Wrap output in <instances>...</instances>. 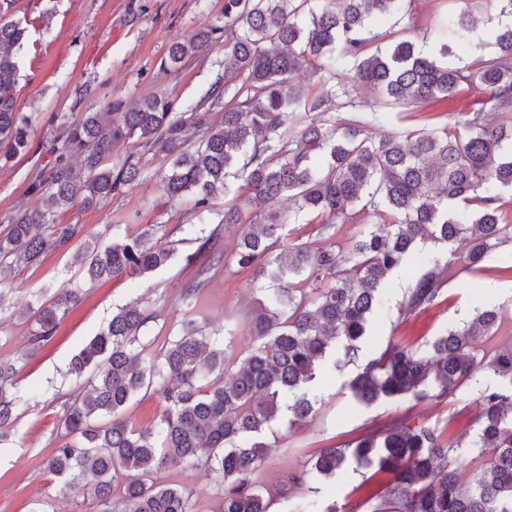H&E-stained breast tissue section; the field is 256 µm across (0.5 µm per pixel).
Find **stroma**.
Returning <instances> with one entry per match:
<instances>
[{"mask_svg": "<svg viewBox=\"0 0 512 512\" xmlns=\"http://www.w3.org/2000/svg\"><path fill=\"white\" fill-rule=\"evenodd\" d=\"M224 0H19L18 19L27 23L29 51L20 60L22 76L16 88V109L34 116L35 127L24 153L0 163V232H6L18 210L39 204L30 184L37 169L52 156L48 151L51 131L61 122L79 121L72 111L75 100L85 110L97 112L113 99H134L163 92L179 105L196 102L213 79V64L224 57V47L214 44L205 57L186 62L181 68L164 71L172 43L215 24ZM470 11L486 36L498 28L494 0H412L402 26L408 39L418 47L432 49L437 39L431 30L444 12ZM352 107L332 110L333 118H356L365 113L383 115L382 130H398L410 125L445 124L469 111L476 92L461 91L450 98H436L423 107L385 104L371 89L350 84ZM141 160L140 181L92 207L75 204L60 215L63 224L81 227V238L111 240L113 225L137 233L148 224L165 225L176 249L165 267L144 277L121 276L98 282L89 288L80 303L60 322L53 340L43 349L28 350L32 323L12 319V310L26 306L34 292L56 289L78 281L71 263L77 242L50 252L37 266L18 264L7 285L9 292L0 299V357L16 362L17 393L21 398L19 415L10 437L0 445V512H98L95 502L83 488H63L53 483L44 469L45 460L64 441L59 420L65 412L62 375L71 358L107 324L117 308L144 299L155 311L149 322L150 336L175 332L182 318L179 294L194 271L183 258L194 253L199 240L215 226L223 231L217 250H231L242 230L238 224H223L225 199L217 197L207 221L197 222L189 204L171 203L158 182L167 166L162 155L154 153L139 139L114 145L112 159ZM197 224L196 237L178 233L177 225ZM432 244L418 245L403 262L400 272L388 277L381 292L378 310L371 318L370 335L361 344V357H369L391 342L421 346L448 327L469 320L475 309L499 306L504 318L497 333L479 339L481 349L512 346V278L496 276L497 268L512 263V242L493 251L482 272L459 271L446 285L442 296L428 309L407 316L401 304L420 265L439 256ZM251 272L229 266L197 289L192 301L199 321L208 329L223 330L236 325L229 353L241 355L249 344L242 324L259 294ZM352 367L327 359L314 389L318 412L306 427L287 433L273 424L267 433L268 464L259 474L262 485L271 487L289 471L303 469L309 452L317 448L345 445L375 428L384 419L407 412L417 420L428 421L454 443L453 456L468 463L480 459L470 426L479 406L480 390L493 385V374L484 373L455 395L440 403L423 401L379 402L370 406L357 403L343 385ZM165 482L184 486L194 493L195 512H221L220 492L215 475L186 467L167 468ZM367 486L362 473L346 470L336 479L322 483L319 492L300 488L288 498L277 500L272 512H321L322 502L333 497L345 504L347 512H363Z\"/></svg>", "mask_w": 512, "mask_h": 512, "instance_id": "1", "label": "stroma"}]
</instances>
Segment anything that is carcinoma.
<instances>
[{"mask_svg":"<svg viewBox=\"0 0 512 512\" xmlns=\"http://www.w3.org/2000/svg\"><path fill=\"white\" fill-rule=\"evenodd\" d=\"M17 0H0V159L28 144L32 118L16 110L14 89L26 27L14 18ZM408 0H224V24L174 44L162 64L174 66L224 38V60L214 81L183 108L165 93L107 102L50 139L54 161L36 172L31 189L41 203L19 211L0 234V286L15 260L36 265L78 236L57 213L80 200L87 206L118 194L143 174L140 161H107L112 147L138 137L164 153V194L190 199L196 217L217 195L244 194L270 208L246 219L238 204L224 208V223L242 231L229 253L213 252L221 226L185 257L196 277L181 290L184 314L177 334L158 351L142 354L140 336L155 313L135 301L118 309L72 359L75 381L61 419L69 441L46 460L65 487L92 477L90 497L100 512H194L193 492L160 481L172 466L211 471L223 512H270L274 496L290 486L366 469L367 512H512V347L477 352L476 339L496 333L502 312L486 308L461 328L413 349L392 342L357 366L344 384L365 405L385 400L440 403L477 374L498 385L479 393L473 442L490 453L472 479L449 460L452 443L426 422L395 416L342 448H321L307 469L287 475L276 493L254 481L267 462L265 432L274 423L302 427L316 413L310 389L321 366L340 351L359 356L369 316L387 275L418 242L441 245L418 271L403 311L415 313L443 294L448 272L484 270L490 253L512 240V221L496 188L512 187V24L500 26L491 51L469 13L450 12L433 23L439 48L423 54L399 29ZM312 65L336 76L313 95L294 82ZM397 104L418 107L468 86L483 98L453 125L377 135L373 121L338 125L325 117L334 101L353 105L343 76ZM491 106L494 112L486 111ZM220 112L219 121L212 114ZM309 216L323 233L338 224L377 223L345 243L315 246L292 237L293 216ZM87 240L73 263L88 285L124 275L145 276L170 261L165 225L136 236ZM279 252H274V248ZM223 264L251 269L262 302L247 319L251 344L236 360L212 342L194 317L190 299L206 275ZM83 289L60 288L16 312L35 318L33 350L44 346ZM14 361L0 358V445L17 419ZM158 393L161 416L137 426L121 416L141 393Z\"/></svg>","mask_w":512,"mask_h":512,"instance_id":"cac0c4a2","label":"carcinoma"}]
</instances>
